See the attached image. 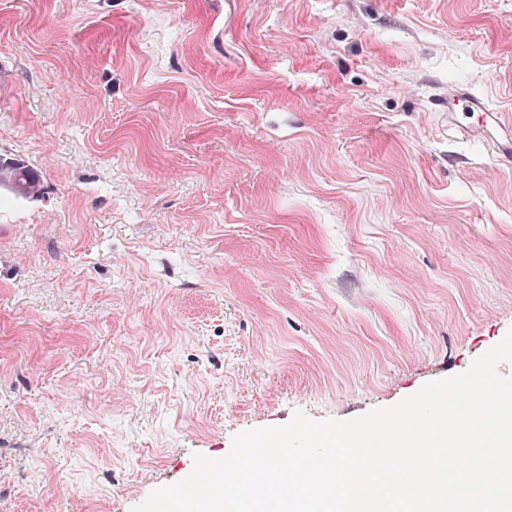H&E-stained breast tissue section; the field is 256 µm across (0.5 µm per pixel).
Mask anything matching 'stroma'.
<instances>
[{
	"instance_id": "1",
	"label": "stroma",
	"mask_w": 512,
	"mask_h": 512,
	"mask_svg": "<svg viewBox=\"0 0 512 512\" xmlns=\"http://www.w3.org/2000/svg\"><path fill=\"white\" fill-rule=\"evenodd\" d=\"M512 0H0V512H130L512 329ZM448 130L477 141L498 161L512 160V121L479 92L461 85L448 86ZM17 198L37 200L45 193L41 175L12 157H0V189Z\"/></svg>"
}]
</instances>
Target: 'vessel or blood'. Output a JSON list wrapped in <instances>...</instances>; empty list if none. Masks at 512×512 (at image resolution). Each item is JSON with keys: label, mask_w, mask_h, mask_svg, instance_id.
<instances>
[{"label": "vessel or blood", "mask_w": 512, "mask_h": 512, "mask_svg": "<svg viewBox=\"0 0 512 512\" xmlns=\"http://www.w3.org/2000/svg\"><path fill=\"white\" fill-rule=\"evenodd\" d=\"M448 128L477 141L497 160H512V121L504 120L501 112L472 88L449 86Z\"/></svg>", "instance_id": "obj_1"}]
</instances>
